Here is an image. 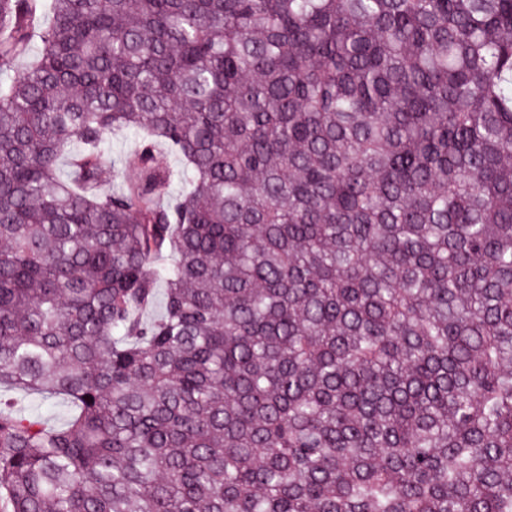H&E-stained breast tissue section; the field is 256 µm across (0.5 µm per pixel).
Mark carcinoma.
Masks as SVG:
<instances>
[{"label": "carcinoma", "instance_id": "carcinoma-1", "mask_svg": "<svg viewBox=\"0 0 512 512\" xmlns=\"http://www.w3.org/2000/svg\"><path fill=\"white\" fill-rule=\"evenodd\" d=\"M44 6L0 0V512H512V0ZM26 411L60 424L66 419L68 407L63 400H57L53 403L34 401L26 405Z\"/></svg>", "mask_w": 512, "mask_h": 512}]
</instances>
